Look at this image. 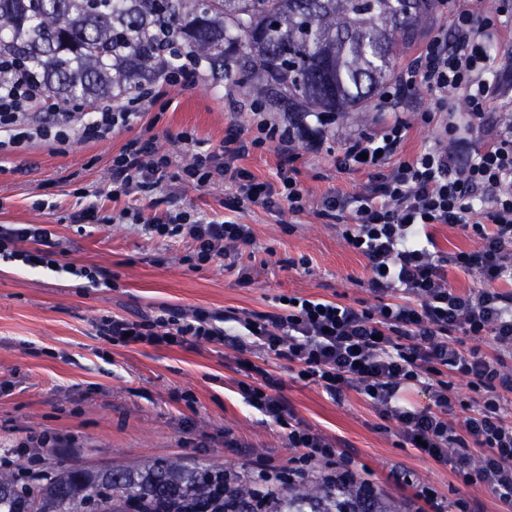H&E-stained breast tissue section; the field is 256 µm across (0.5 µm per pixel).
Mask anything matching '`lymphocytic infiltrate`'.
Segmentation results:
<instances>
[{"label":"lymphocytic infiltrate","mask_w":512,"mask_h":512,"mask_svg":"<svg viewBox=\"0 0 512 512\" xmlns=\"http://www.w3.org/2000/svg\"><path fill=\"white\" fill-rule=\"evenodd\" d=\"M498 23V16L457 0L451 27L432 32L401 70L394 90L382 97V111H414L422 123H437L433 144L413 158H401L408 127L399 120L377 135L350 139L337 165L368 170L369 179L358 192L319 202V215L335 221L345 243L367 259L375 305L283 294L275 311L266 313L164 307L138 321L109 315L99 321L100 335L155 347L201 341H225L240 350L258 347L297 366L298 378L317 383L329 395L356 389L408 441H424L425 455L452 465L465 485L487 488L512 507V415L503 404L505 395H512V119L502 118L497 127L487 123L489 102L504 98L506 91L501 81L484 77ZM200 72L182 63L131 97L99 99L75 128L28 71L2 57L0 156L36 142L61 153L77 139H109L141 120L167 88L193 83ZM420 87L440 94L438 111L418 109L414 92ZM453 91L464 94V114H457L447 98ZM270 109L269 102H251L255 127H231L219 150L193 152L179 165L159 150L155 137L129 139L112 157L113 196L147 195L171 181L217 184L230 190L228 208L234 212L281 201L292 214L305 212L309 195L287 166L300 145L318 148L325 131L299 118L269 120ZM474 130L485 144L472 153L466 134ZM271 142L280 157L273 183L241 165ZM118 218L140 225L149 237L186 243L183 261L192 269L236 259L240 246L252 239L249 225L185 211L145 222L125 209ZM436 224L470 231L473 248L442 254L431 233ZM52 236L40 224H1L0 260L52 268ZM449 266L475 277L476 286L455 292L445 273ZM457 376L468 378L474 393L464 403L454 393ZM277 385L274 375L260 368L253 382H239L238 389L249 407L285 429L289 447L299 449L291 482L306 481L315 460L335 470L337 478L350 477L351 457L335 440L297 421L286 400L273 395ZM410 388L427 393V404L409 401ZM458 403L468 412L461 422L448 417Z\"/></svg>","instance_id":"obj_1"}]
</instances>
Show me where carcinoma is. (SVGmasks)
Here are the masks:
<instances>
[{"instance_id": "obj_1", "label": "carcinoma", "mask_w": 512, "mask_h": 512, "mask_svg": "<svg viewBox=\"0 0 512 512\" xmlns=\"http://www.w3.org/2000/svg\"><path fill=\"white\" fill-rule=\"evenodd\" d=\"M436 0H0V52L64 105L119 99L194 56L247 97L297 112H360L419 37ZM397 512L343 483L257 493L224 465L159 460L63 467L19 484L0 468V512Z\"/></svg>"}]
</instances>
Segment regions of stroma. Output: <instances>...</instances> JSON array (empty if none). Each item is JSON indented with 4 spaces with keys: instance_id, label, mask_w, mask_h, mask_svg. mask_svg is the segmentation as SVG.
Wrapping results in <instances>:
<instances>
[{
    "instance_id": "1",
    "label": "stroma",
    "mask_w": 512,
    "mask_h": 512,
    "mask_svg": "<svg viewBox=\"0 0 512 512\" xmlns=\"http://www.w3.org/2000/svg\"><path fill=\"white\" fill-rule=\"evenodd\" d=\"M168 99L165 110H152L147 120L110 139L74 142L64 155L35 144L0 159V224L47 225L60 263L112 277L111 287L81 288L63 273L0 264V459L30 474L60 463L100 469L169 458L190 465L217 460L242 479L285 484L295 451L282 429L239 395L244 375L238 362L246 359L280 378L295 418L337 438L354 459L356 479L404 512H451L461 497L472 512H503L490 490L464 485L450 466L413 448L364 397L350 391L333 399L317 384L296 379L286 360L216 343L158 348L115 344L99 335L101 316L138 320L163 305L269 312L281 294L374 304L365 258L318 216L314 204L337 191L355 193L368 181V171L336 167L350 137L403 121L409 126L403 155L410 158L438 132L412 113L382 112L374 103L337 119L319 153L300 149L292 163L311 208L294 215L252 205L237 214L253 234L240 261L253 266L256 277L243 288L223 261L188 269L181 262L184 243L150 239L139 226L109 221L112 212L127 207L146 219L169 209L218 220L229 214V193L218 186H186L173 199L161 193L113 197L112 156L128 139L151 133L160 150L183 161L194 151L218 149L230 123L245 128L251 119L232 82L208 75L173 88ZM183 132L193 135L192 143L180 141ZM92 203L101 220L83 224L82 213ZM300 256L308 258V269L279 265ZM39 435L60 440V447L36 443ZM416 482L434 490V503L414 500Z\"/></svg>"
}]
</instances>
